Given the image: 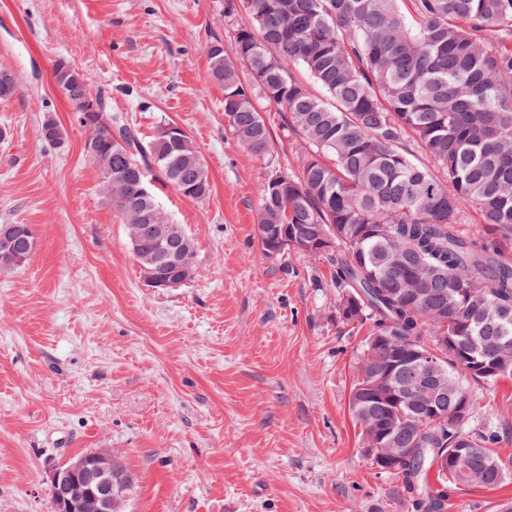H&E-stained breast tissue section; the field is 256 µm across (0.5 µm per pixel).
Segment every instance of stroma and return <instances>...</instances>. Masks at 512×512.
<instances>
[{"label":"stroma","mask_w":512,"mask_h":512,"mask_svg":"<svg viewBox=\"0 0 512 512\" xmlns=\"http://www.w3.org/2000/svg\"><path fill=\"white\" fill-rule=\"evenodd\" d=\"M232 50L224 0H0V224L37 233L29 261L0 270V512H49L48 462L88 449L123 456L138 481L127 512H407L399 481L362 451L349 412L368 326L336 317L325 259L267 257L257 185L297 168L275 109L267 158L224 125L207 45ZM66 58L142 141L161 120L195 141L209 199L152 183L197 243L198 275L146 287L124 226L99 191L86 134L53 79ZM52 116L62 148L38 129ZM472 433H495L506 464L493 488L467 487L448 512L512 502V379L473 389Z\"/></svg>","instance_id":"1"}]
</instances>
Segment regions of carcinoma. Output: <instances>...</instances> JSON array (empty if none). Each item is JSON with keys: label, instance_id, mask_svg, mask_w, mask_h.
Wrapping results in <instances>:
<instances>
[{"label": "carcinoma", "instance_id": "1", "mask_svg": "<svg viewBox=\"0 0 512 512\" xmlns=\"http://www.w3.org/2000/svg\"><path fill=\"white\" fill-rule=\"evenodd\" d=\"M233 55L218 37L208 43L210 74L224 88V123L236 142L264 158L270 135L256 102L284 118L300 139L301 165L265 177L258 190L261 249L285 234L311 243L306 256L333 267L336 317L367 323L351 392L376 365L436 337L456 348L437 361L448 385L468 397L470 385L512 376V253L486 237L512 233V0H224ZM320 87L312 92L295 70ZM53 78L85 131L84 151L98 168L99 191L116 209L139 265L152 260L168 280L197 275L195 242L170 263L144 230L166 235L173 223L156 195L142 188L157 172L184 197L211 194L203 158L173 122L156 126L148 145L104 98L89 74L65 58ZM17 85L0 70V101ZM39 136L57 146L65 128L44 118ZM421 149L418 160L409 143ZM480 215L484 229H459L460 204ZM495 359L508 370L480 368ZM412 410L375 400L355 417L364 441L383 428L403 456L385 472L401 479L408 512H448L461 487L497 486L508 473L470 419L418 421L399 429ZM470 451L435 471V455ZM478 471L464 481L460 466ZM115 489L136 484L121 456L112 457Z\"/></svg>", "mask_w": 512, "mask_h": 512}]
</instances>
